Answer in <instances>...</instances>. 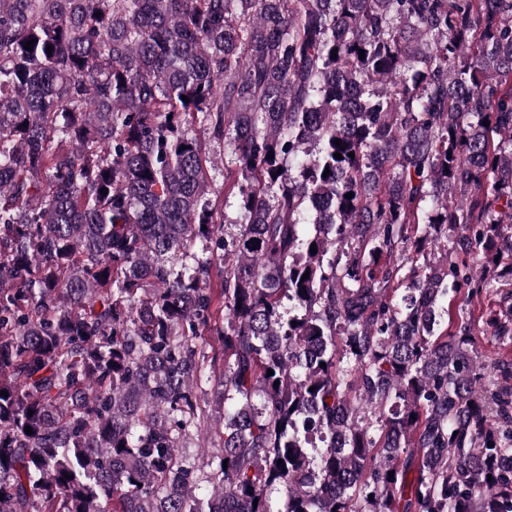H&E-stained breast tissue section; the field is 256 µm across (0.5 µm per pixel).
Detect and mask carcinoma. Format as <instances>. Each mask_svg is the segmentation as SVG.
<instances>
[{
  "instance_id": "carcinoma-1",
  "label": "carcinoma",
  "mask_w": 512,
  "mask_h": 512,
  "mask_svg": "<svg viewBox=\"0 0 512 512\" xmlns=\"http://www.w3.org/2000/svg\"><path fill=\"white\" fill-rule=\"evenodd\" d=\"M509 225L512 0H0V512H512ZM512 277L502 282L500 288L490 289L483 292L478 298L474 297L470 303L471 288L466 287L457 293L454 297L448 298L450 306L456 313V324L469 322L471 326L469 336L471 344L469 348L474 350L478 356L490 364L491 362L504 360L512 363V342L502 343L495 335L494 321L498 317L500 302L504 296H509V302L512 304Z\"/></svg>"
}]
</instances>
